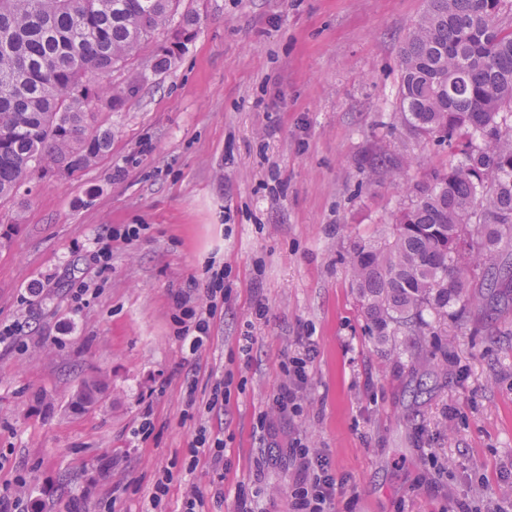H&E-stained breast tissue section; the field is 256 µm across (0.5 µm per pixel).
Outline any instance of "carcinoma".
<instances>
[{"instance_id": "obj_1", "label": "carcinoma", "mask_w": 512, "mask_h": 512, "mask_svg": "<svg viewBox=\"0 0 512 512\" xmlns=\"http://www.w3.org/2000/svg\"><path fill=\"white\" fill-rule=\"evenodd\" d=\"M180 0H0V198L37 169L78 178L112 150L100 109L138 85L104 83L154 48L166 68L196 37ZM509 0H427L402 47L399 119L460 155L409 188L390 237L353 242L345 262L372 336H419L431 318L466 322L496 288L512 299V27Z\"/></svg>"}]
</instances>
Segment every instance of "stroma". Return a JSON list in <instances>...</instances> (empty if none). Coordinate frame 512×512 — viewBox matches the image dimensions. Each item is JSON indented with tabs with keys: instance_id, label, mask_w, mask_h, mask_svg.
Here are the masks:
<instances>
[{
	"instance_id": "1",
	"label": "stroma",
	"mask_w": 512,
	"mask_h": 512,
	"mask_svg": "<svg viewBox=\"0 0 512 512\" xmlns=\"http://www.w3.org/2000/svg\"><path fill=\"white\" fill-rule=\"evenodd\" d=\"M180 10L199 18L185 54L156 72L145 49L109 77L141 82L102 115L111 153L78 180L37 172L0 199V329L15 331L0 345V492L25 479L29 512H176L194 488L206 512H235L242 486L257 512H288L296 465L255 430L308 334L317 355L302 413L273 424L283 445L296 437L328 455L343 483L328 512H455L462 501L512 512V305L439 321L414 343L372 336L344 260L355 238L390 233L409 185L458 160L398 119L400 50L426 0ZM379 154L409 162L404 183L370 166ZM122 224L142 231L113 241L99 271L96 241ZM219 270L223 312L193 354L176 301H202ZM228 375V401L207 411ZM93 379L92 401H79ZM146 419L148 437L135 436ZM203 426L226 443L220 503L209 461L189 454Z\"/></svg>"
}]
</instances>
